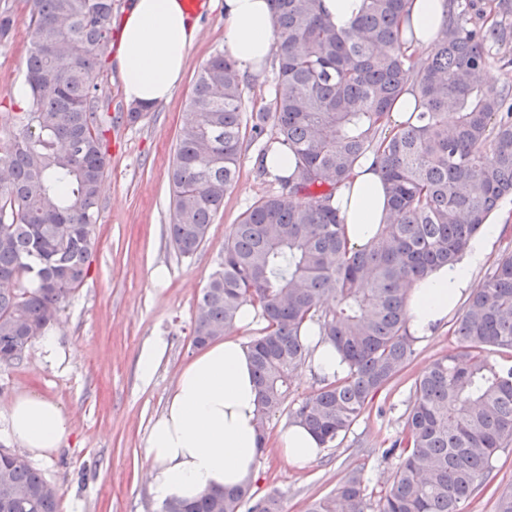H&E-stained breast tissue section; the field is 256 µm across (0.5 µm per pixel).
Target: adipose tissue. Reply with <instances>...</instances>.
I'll use <instances>...</instances> for the list:
<instances>
[{
    "instance_id": "obj_1",
    "label": "adipose tissue",
    "mask_w": 512,
    "mask_h": 512,
    "mask_svg": "<svg viewBox=\"0 0 512 512\" xmlns=\"http://www.w3.org/2000/svg\"><path fill=\"white\" fill-rule=\"evenodd\" d=\"M448 15L446 0H412L405 39L415 49L431 47ZM197 33L198 21L182 0H131L115 56L126 101L154 105L169 100L184 76L186 51ZM224 41L242 74L259 73L273 54L269 0H224ZM331 203L350 246L364 247L386 224L389 197L374 153L356 162ZM505 217L503 211H492L456 261L414 283L404 309L410 335H432L468 297L476 272L495 250ZM257 400L247 337L225 336L189 361L150 426L147 456L154 499L191 502L213 489L253 484L262 457ZM6 432L17 445L43 457L61 447L69 421L57 402L23 394L11 404ZM277 447L300 469L321 451L314 434L295 423L280 429Z\"/></svg>"
}]
</instances>
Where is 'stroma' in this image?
I'll return each mask as SVG.
<instances>
[{"instance_id": "1", "label": "stroma", "mask_w": 512, "mask_h": 512, "mask_svg": "<svg viewBox=\"0 0 512 512\" xmlns=\"http://www.w3.org/2000/svg\"><path fill=\"white\" fill-rule=\"evenodd\" d=\"M14 25L0 40V145L19 132L22 108L16 92L25 83L29 14L23 0H0ZM195 15L196 39L187 49L183 80L166 102L153 106L109 142L110 164L102 185L100 213L93 227L91 273L69 299L49 333L54 353L33 342L20 362L0 364V445L10 401L26 393L58 402L69 419L68 444L32 463L56 487L59 512H161L147 480L146 453L152 419L162 410L180 369L195 355L192 345L198 296L224 258L233 224L272 181L256 173L258 146L245 143L240 176L224 198L198 251L178 254L170 236L173 195L170 183L178 134L191 112L197 71L225 52L224 0H201ZM165 353L150 383L137 372L142 350L154 341ZM454 348L453 327L445 325L416 342L408 367L373 398L343 442L324 449L305 468L281 457L278 430L287 411L320 386L298 368L285 411L268 422L267 448L254 498L278 490L282 512H307L359 470L366 494L378 500L390 486L398 460L383 452L401 431L414 399V384L432 363ZM491 486L465 505L464 512H494L493 488L512 487V451L498 453Z\"/></svg>"}]
</instances>
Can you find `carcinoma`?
<instances>
[{"label":"carcinoma","instance_id":"1","mask_svg":"<svg viewBox=\"0 0 512 512\" xmlns=\"http://www.w3.org/2000/svg\"><path fill=\"white\" fill-rule=\"evenodd\" d=\"M27 107L20 131L0 146V363L25 351L88 278L106 132L126 114L99 110V73L112 49V0H29ZM277 73L271 102L247 114L244 81L231 54L197 73L171 172L177 252L200 248L237 182L243 146L272 124L274 144L296 168L233 225L224 260L198 297L192 345L228 335L245 304L266 322L250 341L259 389L258 421L282 410L293 372L311 357L304 324L317 328L347 361L342 380L323 382L289 410L325 448L345 439L375 394L414 355L404 308L414 282L452 263L488 214L512 196V84L481 81L512 24L489 23L474 0L454 11L424 57L408 51L401 23L408 0H362L354 30H338L321 0H270ZM412 86L417 123L383 130L396 98ZM454 115L448 124V114ZM375 152L390 200L387 224L363 248L349 245L329 201L354 163ZM457 347L415 382L389 489L368 502L361 472L316 500L310 512H463L487 484L498 452L512 446V365L483 355L512 352V252L474 289L455 323ZM19 455L0 453V512H59L57 492ZM250 487L212 490L163 512H241ZM247 512H281L271 490Z\"/></svg>","mask_w":512,"mask_h":512}]
</instances>
